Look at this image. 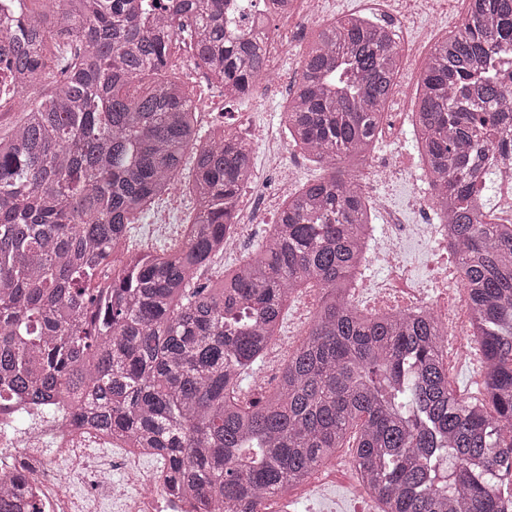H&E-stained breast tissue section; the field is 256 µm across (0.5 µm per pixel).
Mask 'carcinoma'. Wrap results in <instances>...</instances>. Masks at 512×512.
<instances>
[{"instance_id":"carcinoma-1","label":"carcinoma","mask_w":512,"mask_h":512,"mask_svg":"<svg viewBox=\"0 0 512 512\" xmlns=\"http://www.w3.org/2000/svg\"><path fill=\"white\" fill-rule=\"evenodd\" d=\"M227 0H64L19 12L27 46L1 60L21 87L67 75L0 137V400L95 404V420L156 448L173 491L203 512H259L336 457L383 512H512V223L484 220L489 175L512 161V0H470L418 82L413 128L448 253L486 361L485 392L448 386L443 327L428 312L367 316L349 300L373 213L353 171L375 148L397 73L392 35L361 16L325 25L302 53L282 126L330 170L288 196L261 243L214 279L253 144L202 132L176 81L136 82L186 43L231 103L264 73V39L224 30ZM192 158L182 244L114 258L134 220ZM317 288L310 330L257 399L243 382L266 356L293 292ZM22 477H0V512Z\"/></svg>"}]
</instances>
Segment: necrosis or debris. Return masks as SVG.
Returning <instances> with one entry per match:
<instances>
[{
  "label": "necrosis or debris",
  "mask_w": 512,
  "mask_h": 512,
  "mask_svg": "<svg viewBox=\"0 0 512 512\" xmlns=\"http://www.w3.org/2000/svg\"><path fill=\"white\" fill-rule=\"evenodd\" d=\"M323 17V0H290L284 13L262 24L268 32L265 64L274 76L283 75L289 49L297 47L303 28ZM393 109L385 114L376 138L379 144L397 142L407 124L409 98L404 81H397L392 94ZM267 166L255 172L251 188L237 200L236 227L227 242V252L238 251L242 239L254 225L263 223L266 212L277 209L298 180L293 167L284 162L286 147L275 128L264 133ZM415 166L390 162L386 155L373 156L357 182L366 198L386 222L376 241L378 256L387 268L384 279L374 287L356 289L354 304L362 311H414L431 309L448 330L444 353L454 363H472L477 352L471 338L462 329L471 316L469 300L456 292V278L441 271L429 280L416 279L402 259L410 240H427L439 251L448 249V228L433 219L431 197L416 196L426 221L422 224L400 223L387 199L376 194L379 182L415 180ZM153 452L135 447L123 433L71 417L43 416L40 408L21 401L10 409L0 408V472L22 476L14 491L15 503L36 499L42 512H101L105 500H117L118 512H200L197 498L187 491L169 492L162 470L145 469ZM123 463L124 481L135 486L136 494L123 496L112 481V462ZM348 453H338L335 460L315 472L307 485L288 500H265L262 512H291L295 503L307 500L324 480L340 468H352Z\"/></svg>",
  "instance_id": "obj_1"
}]
</instances>
